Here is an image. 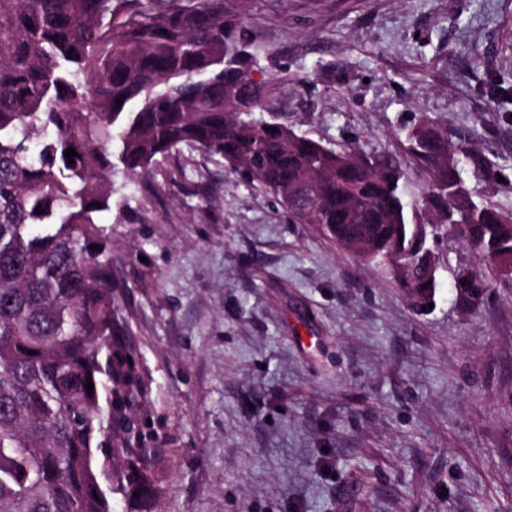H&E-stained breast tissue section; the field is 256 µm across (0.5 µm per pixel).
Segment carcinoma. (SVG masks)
Masks as SVG:
<instances>
[{"label":"carcinoma","instance_id":"obj_1","mask_svg":"<svg viewBox=\"0 0 512 512\" xmlns=\"http://www.w3.org/2000/svg\"><path fill=\"white\" fill-rule=\"evenodd\" d=\"M252 47L224 0H0V512H111L114 495L147 512L156 495L130 420L149 384L97 220L120 173L150 179L184 149L221 159L421 297L436 288L418 225L436 219L512 288V216L467 187L464 164H493L465 132L404 130L419 203L396 159L255 118ZM455 289L474 306L485 283L464 270Z\"/></svg>","mask_w":512,"mask_h":512}]
</instances>
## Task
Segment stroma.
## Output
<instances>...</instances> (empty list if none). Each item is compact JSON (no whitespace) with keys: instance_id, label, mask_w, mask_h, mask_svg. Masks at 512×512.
I'll use <instances>...</instances> for the list:
<instances>
[{"instance_id":"obj_1","label":"stroma","mask_w":512,"mask_h":512,"mask_svg":"<svg viewBox=\"0 0 512 512\" xmlns=\"http://www.w3.org/2000/svg\"><path fill=\"white\" fill-rule=\"evenodd\" d=\"M296 132L403 156L429 117L495 155L466 169L512 215V0H225ZM112 234L150 385L154 512H512V289L456 300L484 265L438 233L414 312L270 193L197 152L123 179ZM466 281V285L461 282ZM486 286L482 279L477 278L471 272L462 270L456 278L455 289L457 298L473 307L482 299Z\"/></svg>"}]
</instances>
